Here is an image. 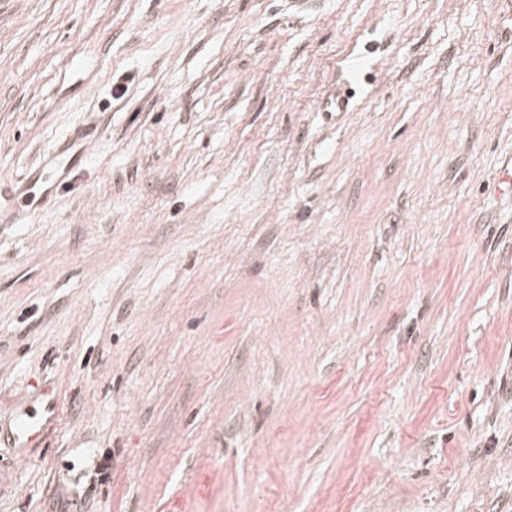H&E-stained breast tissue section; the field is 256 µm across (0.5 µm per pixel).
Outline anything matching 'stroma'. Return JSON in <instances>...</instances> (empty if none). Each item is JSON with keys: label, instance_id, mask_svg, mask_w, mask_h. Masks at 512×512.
Listing matches in <instances>:
<instances>
[{"label": "stroma", "instance_id": "obj_1", "mask_svg": "<svg viewBox=\"0 0 512 512\" xmlns=\"http://www.w3.org/2000/svg\"><path fill=\"white\" fill-rule=\"evenodd\" d=\"M80 126L0 225V512H512V0H0V186ZM58 163V175L52 184L43 190L37 200L35 195L30 194L31 187L29 186L28 182L34 180L33 183H37L40 179L39 174H37L36 177H34L36 172L32 173L31 175L23 176L13 184V192L16 196L19 206L13 211H4L3 209H0V224H18V217L20 215L30 212L36 203L45 202L48 200V198L51 197L52 192L62 184L63 180L70 172L64 163H60L59 161ZM55 406L50 399L40 415L21 414L10 429V435L17 448H32L39 445L54 418Z\"/></svg>", "mask_w": 512, "mask_h": 512}]
</instances>
